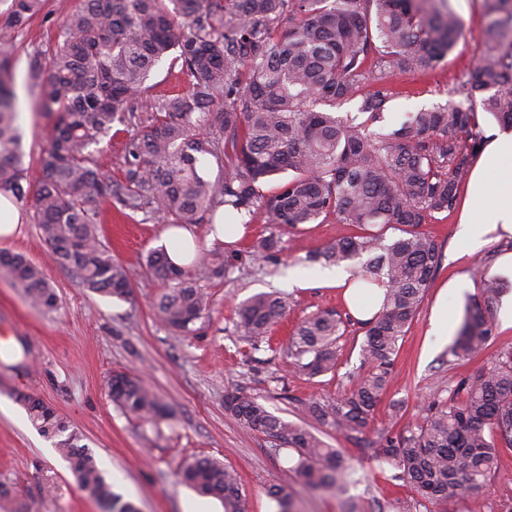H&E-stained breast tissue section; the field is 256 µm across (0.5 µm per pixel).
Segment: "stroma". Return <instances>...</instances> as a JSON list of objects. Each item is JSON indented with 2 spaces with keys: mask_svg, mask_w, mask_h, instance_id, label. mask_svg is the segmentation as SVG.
I'll use <instances>...</instances> for the list:
<instances>
[{
  "mask_svg": "<svg viewBox=\"0 0 512 512\" xmlns=\"http://www.w3.org/2000/svg\"><path fill=\"white\" fill-rule=\"evenodd\" d=\"M78 0H48L44 12L19 36L13 60L19 123L24 132L27 181L37 186L36 159L46 144L52 121L40 112L28 81L34 51H48L62 18ZM464 33L439 66L398 75L390 80L395 95L384 114L385 126L398 124L405 113L446 102L483 50L480 36L487 22L486 0H451ZM458 211L435 214L425 229L442 249V261L427 296L403 339L391 386L379 405L372 430L399 433L404 422L391 418L393 404H403L404 421L419 422L430 402L444 399L459 379L487 368L495 354L512 350V327L505 326L500 302L490 316L494 334L487 348L470 359L448 364L445 351L452 336L430 335L436 303L448 307L451 328H458L470 298L483 293V277H497L498 256L512 253V236L492 240L471 253L457 241ZM162 220L126 217L105 211L97 229L102 243L127 269L132 293L117 300L83 288L75 276L54 265L33 219L21 224L6 249L41 265L58 296L48 311L31 305L20 286L0 269V315L19 332L15 352L0 355V512H101L80 490L69 464L28 419L18 397L32 394L53 405L84 435L85 442L117 493L138 512H224L221 502L184 485L179 472L200 457L220 460L240 479L248 512H277L267 491L280 485L295 492L299 512H395L410 498L408 486L374 473L369 449L328 429L320 438L336 448L344 463L370 473L369 484L345 497L305 490L292 466L293 449L244 428L224 409V396L239 390L287 421L297 418V403L312 397L336 396L356 367L363 333L349 327L339 341L335 372L294 377L286 347L296 327L308 316L333 311L349 317L338 288L318 276L321 252L337 235L358 234L355 226L320 217L299 230L281 235L275 259L253 257V245L269 234L263 217L248 224L240 240L224 245L232 268L229 278L206 282L209 310L192 334L180 335L160 322L155 304L164 291L146 267L152 250L165 246ZM485 276H476L478 265ZM274 293L288 299V312L271 331L270 348L251 352L234 330L236 310L250 296ZM134 373L167 404V417L146 422L125 415L113 404L107 387L114 373ZM499 478L455 504L424 502L416 512H512V449H500Z\"/></svg>",
  "mask_w": 512,
  "mask_h": 512,
  "instance_id": "stroma-1",
  "label": "stroma"
}]
</instances>
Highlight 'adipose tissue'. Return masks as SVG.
I'll use <instances>...</instances> for the list:
<instances>
[{
  "mask_svg": "<svg viewBox=\"0 0 512 512\" xmlns=\"http://www.w3.org/2000/svg\"><path fill=\"white\" fill-rule=\"evenodd\" d=\"M488 170L497 171L496 182L486 181ZM482 210L489 212L490 219L479 226L475 218ZM497 231L512 235V132H495L485 144L472 172L458 237L468 250L476 251L487 234Z\"/></svg>",
  "mask_w": 512,
  "mask_h": 512,
  "instance_id": "ef3b65f1",
  "label": "adipose tissue"
}]
</instances>
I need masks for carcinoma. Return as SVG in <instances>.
Listing matches in <instances>:
<instances>
[{
	"mask_svg": "<svg viewBox=\"0 0 512 512\" xmlns=\"http://www.w3.org/2000/svg\"><path fill=\"white\" fill-rule=\"evenodd\" d=\"M0 11V191L32 199L33 218L53 262L89 291L126 300L131 284L123 264L98 237L105 206L134 217L149 214L171 224L224 223L256 214L273 226L253 255L266 261L280 252L279 231L336 214L360 234L341 236L317 257L358 268L356 281L385 288L381 310L359 322L364 338L359 366L343 393L298 403L300 423L272 414L247 396L229 393L224 407L245 428L295 449L292 471L308 487L338 496L363 476L342 464L338 451L312 430L332 429L372 450L378 473L397 470L427 500L453 504L492 481L498 449L512 448V351L490 367L460 379L446 399L434 400L420 424L393 436L381 429L366 437L373 414L389 390L403 340L441 264V251L423 225L454 209L460 187L480 151L478 112L512 128V0H489L484 50L457 90L460 100L421 107L399 127L374 131L393 92V76L432 68L462 34L447 0H80L62 19L49 50L34 54L29 82L40 108L54 118L38 158L37 190L26 185L25 153L17 126L11 64L18 36L42 14L46 0H5ZM293 24L276 30L282 16ZM187 76L184 92L153 97L146 125L135 112L146 81L162 58ZM359 100L356 118L331 108ZM127 131L122 177L108 176L99 145ZM224 163V177L208 179L203 159ZM290 177L265 196L259 184ZM146 265L166 291L159 319L183 335L209 308L200 277L223 279L231 264L214 250L198 256L202 271L174 265L164 249ZM0 267L35 306L52 310L58 297L42 268L26 256L0 251ZM498 283L488 279L483 297L469 301L451 361L483 350L493 334L488 312ZM288 302L257 294L240 307L236 329L251 350L269 343ZM348 322L330 312L313 314L288 345L294 373L315 377L336 369V348ZM112 401L144 421L166 406L137 376L110 380ZM32 424L69 463L79 487L103 512H137L114 492L82 435L63 414L22 396ZM182 481L219 500L224 512H245L235 472L202 458L188 463ZM277 512H296L284 486L269 491Z\"/></svg>",
	"mask_w": 512,
	"mask_h": 512,
	"instance_id": "cac0c4a2",
	"label": "carcinoma"
}]
</instances>
